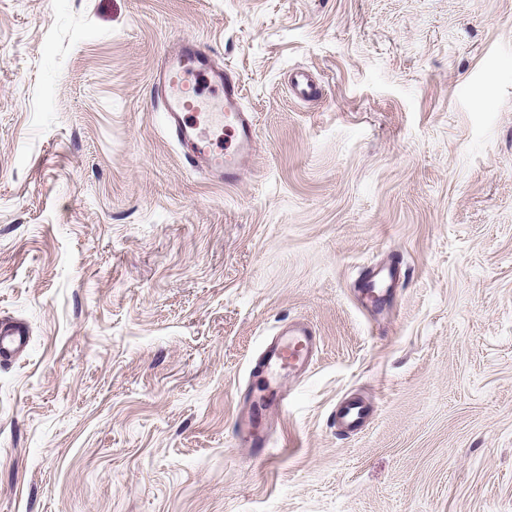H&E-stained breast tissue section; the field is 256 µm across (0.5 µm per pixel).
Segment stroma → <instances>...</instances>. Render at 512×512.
<instances>
[{
  "label": "stroma",
  "mask_w": 512,
  "mask_h": 512,
  "mask_svg": "<svg viewBox=\"0 0 512 512\" xmlns=\"http://www.w3.org/2000/svg\"><path fill=\"white\" fill-rule=\"evenodd\" d=\"M182 36L255 115L236 184L153 102ZM371 264L405 272L379 312ZM10 318L0 512H512V0H0ZM300 318L317 359L246 447ZM27 336L21 322L0 323V358L7 360L21 354L27 346ZM369 414L370 408L363 402L349 401L340 408L339 424L346 431H351L359 427ZM239 429L246 433L247 442L251 448H267L270 443V436L261 418L252 413L247 420L241 419L238 423Z\"/></svg>",
  "instance_id": "obj_1"
}]
</instances>
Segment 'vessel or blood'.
<instances>
[{
	"label": "vessel or blood",
	"instance_id": "1",
	"mask_svg": "<svg viewBox=\"0 0 512 512\" xmlns=\"http://www.w3.org/2000/svg\"><path fill=\"white\" fill-rule=\"evenodd\" d=\"M193 75L202 76L205 89L191 97L185 94L184 85ZM152 92L163 112L167 131L183 149L186 165L206 171L216 181L236 183L255 141L253 117L243 105L242 89L236 78L215 64L200 43L183 37L154 73ZM219 133L229 139L221 151L214 147V137ZM396 277V272L384 275L376 268L364 272L362 289L374 310L386 306L390 296L387 283ZM27 336L23 323L0 324V358L7 360L21 354L27 346ZM317 354L318 341L308 323L298 320L283 328L254 364L266 382L264 406L286 407L289 394L281 390L280 377L306 370ZM369 414L364 403L349 401L340 408L339 424L351 431ZM239 428L251 447H268L270 436L260 418L252 416L240 421Z\"/></svg>",
	"mask_w": 512,
	"mask_h": 512
}]
</instances>
